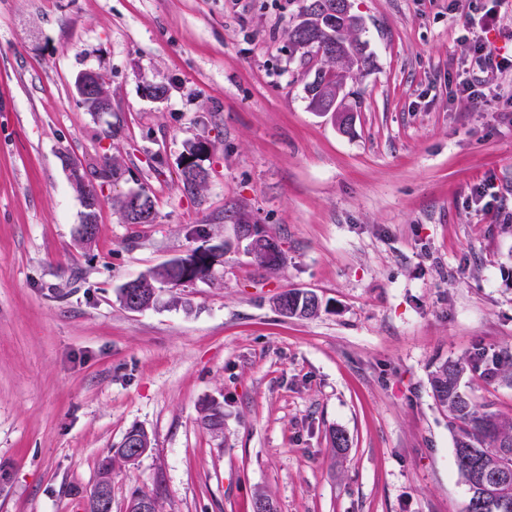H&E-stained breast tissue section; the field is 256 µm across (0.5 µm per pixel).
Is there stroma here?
Wrapping results in <instances>:
<instances>
[{"mask_svg": "<svg viewBox=\"0 0 512 512\" xmlns=\"http://www.w3.org/2000/svg\"><path fill=\"white\" fill-rule=\"evenodd\" d=\"M303 3L0 0V512H86L133 427L152 446L115 466L112 512L136 493L160 512H254L260 494L277 512H462L429 373L512 352V222L471 199L487 186L512 211V76L482 108L454 97L465 24L493 5L350 0L370 62L345 132L308 109L286 35ZM86 69L111 111L78 105ZM200 140L210 176L191 195L181 162ZM67 157L121 168L89 246ZM140 188L156 219L124 223ZM244 222L277 238L280 270L248 254ZM218 243L214 282L120 303L125 282ZM289 289L320 313L282 316ZM461 386L512 418V371ZM130 444L133 446L132 448H135L134 450H137V453H142V455L145 454L149 449L148 447L145 446L141 447L136 442H130ZM142 455L133 457L132 455L128 454L120 444L119 448H114L113 455L111 457H108L105 461L101 463V466L99 467L98 470L97 478L101 476L112 477V469L115 462H120L124 464H135Z\"/></svg>", "mask_w": 512, "mask_h": 512, "instance_id": "obj_1", "label": "stroma"}]
</instances>
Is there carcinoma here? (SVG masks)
Masks as SVG:
<instances>
[{"label":"carcinoma","mask_w":512,"mask_h":512,"mask_svg":"<svg viewBox=\"0 0 512 512\" xmlns=\"http://www.w3.org/2000/svg\"><path fill=\"white\" fill-rule=\"evenodd\" d=\"M325 6L319 25L308 40V46L301 52L302 57L318 58L321 66L314 70V75L321 81L332 85L343 80L352 72L353 66L340 55L344 34L349 26L348 19L336 13L334 0H321ZM311 5H304L298 13L297 20L289 25L288 40L294 50L303 46L301 26L303 17ZM207 143L198 141L190 145L187 156L180 170L183 190L193 194L201 190L209 179V172L202 167L197 159L208 152ZM119 176V168L111 160L104 161L100 169L94 172L97 184L102 186L112 182ZM119 208L126 224H142L144 220L155 217V203L146 192H140L139 209L131 208L126 199L119 201ZM199 282L210 280L212 272L208 256L201 248L192 250L185 256L176 257L163 265L138 276L144 288L159 290L161 285L178 286L183 284L186 271ZM468 365L459 361H446L429 374V384L434 401L448 415V426L453 435V447L469 450L473 456L472 464L488 472L505 468L512 473V420L502 418L499 414L479 407L461 389V380L467 372ZM224 423V411L221 405L213 403L206 408L203 424L211 431L221 429ZM139 457L128 454L124 448L114 449L113 455L101 463L98 476H112L116 462L134 464ZM457 470L468 486L470 497L464 512H480L475 504L477 492L473 491L472 472L469 467H457Z\"/></svg>","instance_id":"obj_1"}]
</instances>
